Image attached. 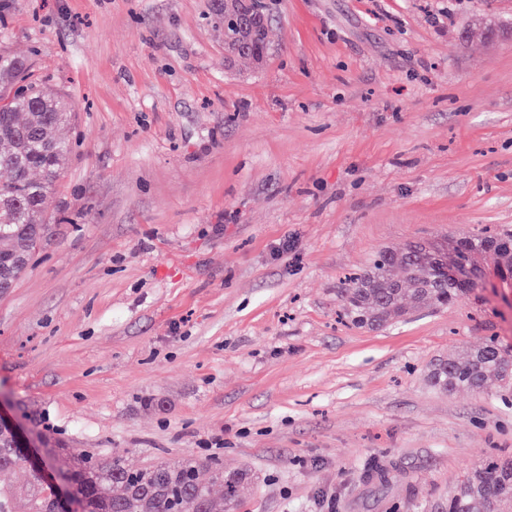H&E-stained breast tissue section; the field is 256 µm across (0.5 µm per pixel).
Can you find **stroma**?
Here are the masks:
<instances>
[{"label": "stroma", "instance_id": "obj_1", "mask_svg": "<svg viewBox=\"0 0 512 512\" xmlns=\"http://www.w3.org/2000/svg\"><path fill=\"white\" fill-rule=\"evenodd\" d=\"M270 2L245 67L211 0H11L0 48L75 117L0 294V414L249 469L234 512H434L512 456V391L428 379L512 347V289L380 330L338 290L382 248L512 231V0Z\"/></svg>", "mask_w": 512, "mask_h": 512}]
</instances>
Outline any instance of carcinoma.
<instances>
[{"mask_svg":"<svg viewBox=\"0 0 512 512\" xmlns=\"http://www.w3.org/2000/svg\"><path fill=\"white\" fill-rule=\"evenodd\" d=\"M241 9L224 0V49L229 57L263 61L272 42L265 0ZM253 27V40L237 38ZM72 106L33 78L25 58L0 52V290L13 287L40 246L45 233L43 203L70 154ZM492 254L487 271L481 258ZM461 257L478 279L465 285L448 279L447 260ZM512 282V233L456 239L452 252L424 244L379 251L361 274L339 291L344 316L361 328L379 329L411 311L441 309L486 287L487 278ZM434 388L448 393L512 389V349L490 338L460 359H440L431 368ZM46 478L30 477L21 488L0 485V512H54L55 482L71 490L77 512H233L241 492L253 487L251 471H223L196 458L160 461L129 468L123 455L93 451L71 453L65 444L37 432ZM14 427L0 425V470L24 465L16 454ZM512 503V457L504 456L472 470L441 504L442 512H503Z\"/></svg>","mask_w":512,"mask_h":512,"instance_id":"cac0c4a2","label":"carcinoma"}]
</instances>
